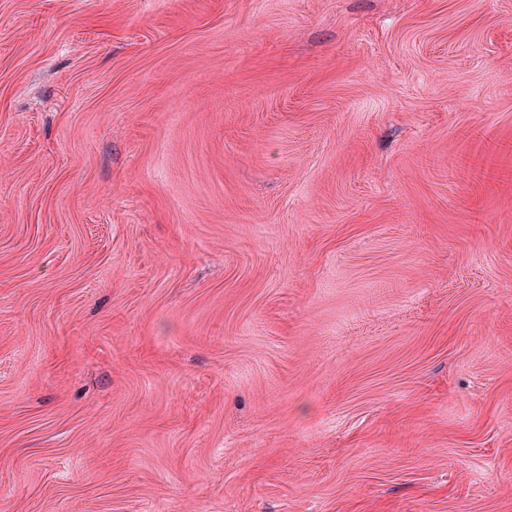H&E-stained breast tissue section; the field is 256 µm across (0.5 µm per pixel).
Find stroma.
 I'll list each match as a JSON object with an SVG mask.
<instances>
[{
  "mask_svg": "<svg viewBox=\"0 0 512 512\" xmlns=\"http://www.w3.org/2000/svg\"><path fill=\"white\" fill-rule=\"evenodd\" d=\"M0 512H512V0H0Z\"/></svg>",
  "mask_w": 512,
  "mask_h": 512,
  "instance_id": "obj_1",
  "label": "stroma"
}]
</instances>
